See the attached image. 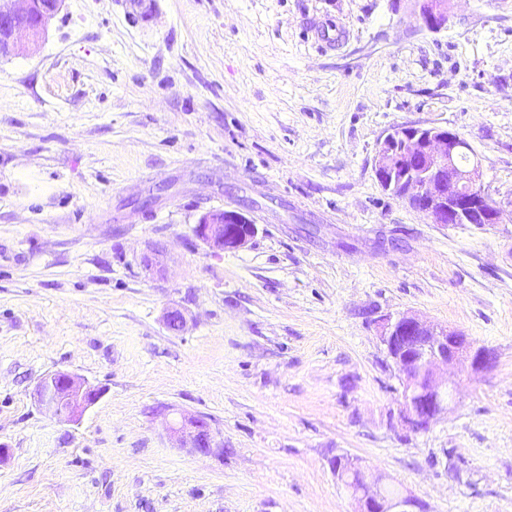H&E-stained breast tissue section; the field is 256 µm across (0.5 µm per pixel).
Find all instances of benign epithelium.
<instances>
[{
	"mask_svg": "<svg viewBox=\"0 0 512 512\" xmlns=\"http://www.w3.org/2000/svg\"><path fill=\"white\" fill-rule=\"evenodd\" d=\"M64 0H0V29L7 35L0 40V57L19 54L25 45L36 44L47 34L51 21L61 12ZM419 16L425 26L438 32L448 25L447 0H417ZM466 141L447 128L401 125L388 130L379 142L374 172L380 186L397 192L414 210L434 224L501 223V202L483 191L481 162L470 168L456 165L459 149ZM455 170L453 181L445 172ZM230 224L256 225L234 210L210 211L202 215L197 228L200 237L212 249L238 250L251 235L226 228ZM381 340L403 384V401L398 420L420 431L448 412L456 394L454 383L443 378L441 367L460 362L469 364L474 373L491 369L494 353L476 346L464 334L434 324L413 312L399 313L382 319ZM60 378L67 402L50 391V383ZM100 391L85 380L66 372L46 375L36 387L38 404L57 419L73 421L81 417L99 398ZM184 447L208 454L223 448L208 423L198 417H181L169 426ZM349 470L356 475L348 486L357 512H410L415 502L410 498H389L380 481L369 482L360 462L345 457L335 469L338 477Z\"/></svg>",
	"mask_w": 512,
	"mask_h": 512,
	"instance_id": "1",
	"label": "benign epithelium"
}]
</instances>
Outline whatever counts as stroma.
Returning a JSON list of instances; mask_svg holds the SVG:
<instances>
[{"label": "stroma", "mask_w": 512, "mask_h": 512, "mask_svg": "<svg viewBox=\"0 0 512 512\" xmlns=\"http://www.w3.org/2000/svg\"><path fill=\"white\" fill-rule=\"evenodd\" d=\"M152 2L65 0L0 58V512H354L341 456L412 512H512V0L438 32L414 0ZM401 124L469 143L499 224L381 189ZM211 210L248 245L200 240ZM403 311L496 355L424 431L380 338ZM56 371L102 392L78 422L34 400ZM182 414L223 451L179 447ZM227 224H245L250 231L256 232V225L245 215L234 210L210 211L202 215L196 226L200 237L212 249L238 250L245 247L251 239L250 234L227 229Z\"/></svg>", "instance_id": "obj_1"}]
</instances>
